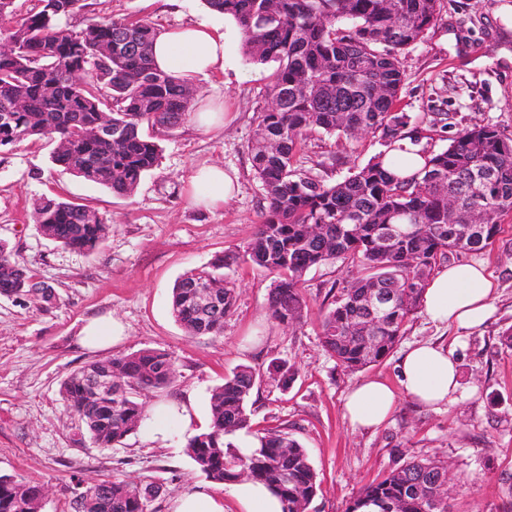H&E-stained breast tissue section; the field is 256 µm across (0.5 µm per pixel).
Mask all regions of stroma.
<instances>
[{
	"instance_id": "obj_1",
	"label": "stroma",
	"mask_w": 512,
	"mask_h": 512,
	"mask_svg": "<svg viewBox=\"0 0 512 512\" xmlns=\"http://www.w3.org/2000/svg\"><path fill=\"white\" fill-rule=\"evenodd\" d=\"M89 2L92 16L131 17L158 28L199 21L220 27L226 20L204 0ZM227 53L231 66L224 75L200 76L193 85L199 98L232 103L237 119L210 132L188 121L154 132L159 164L132 195H115L55 166L52 146L43 140L18 145L0 163V243L55 292L48 305L0 296V476L43 485L42 512H72L74 499L102 480L158 486L153 512H173L175 501L195 489L223 493V485L195 468L186 441L208 427L210 394L226 375L284 361L297 369L290 388L262 383L247 409L253 430L287 431L307 450L318 476L307 512H344L364 486L403 462L428 457L450 463L453 512H502L512 499V350L499 343L502 330L512 326V214L502 217L492 246L448 257L452 263H485L495 274L498 288L486 327L458 337L418 312L386 358L357 372L345 370L322 347L321 315L366 268L337 259L308 270L302 278L304 318L287 327L269 315L274 275L237 259L267 206L251 147L275 66L247 61L238 38L229 41ZM402 58L396 109L422 129V147L445 148L459 129L474 125L512 138V0H439L427 34ZM385 150L377 132L346 137L318 131L308 134L296 159L311 178L334 185ZM206 165L236 171L233 200L216 208L191 202L189 177ZM57 196L90 204L107 217L110 230L96 250H72L41 233L34 208L40 198ZM221 255L231 259L224 276L236 293L234 311L223 335H188L171 313L173 284ZM100 316L121 322L123 339L105 349L81 347L80 329ZM431 339L455 348L456 401L433 409L404 397L380 429L352 428L343 416L345 392L371 378L399 387L402 347ZM145 348L169 353L178 365L172 387L139 397L145 410L165 412L163 424L148 419L116 447L93 446L65 406L62 382L89 362ZM187 399L192 410L186 421L176 409Z\"/></svg>"
}]
</instances>
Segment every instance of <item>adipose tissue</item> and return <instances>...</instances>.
<instances>
[{"label":"adipose tissue","mask_w":512,"mask_h":512,"mask_svg":"<svg viewBox=\"0 0 512 512\" xmlns=\"http://www.w3.org/2000/svg\"><path fill=\"white\" fill-rule=\"evenodd\" d=\"M237 33L236 23L216 28L206 22L185 24L158 31L153 44L156 66L179 79L224 72L228 58L225 45ZM192 197L209 207L232 199L238 191L235 172L208 166L191 178ZM496 282L480 263H454L439 269L423 293L422 311L436 326L470 332L485 324L491 312ZM401 391L378 380H365L348 390L344 415L359 429L382 426L395 411L400 395H407L427 407L452 402L459 388L458 361L451 349L425 342L408 346L399 361ZM232 498L239 512H282L279 499L258 482L241 481L226 494L195 490L183 494L174 512H224L225 498Z\"/></svg>","instance_id":"obj_1"}]
</instances>
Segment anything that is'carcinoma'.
<instances>
[{"instance_id":"obj_1","label":"carcinoma","mask_w":512,"mask_h":512,"mask_svg":"<svg viewBox=\"0 0 512 512\" xmlns=\"http://www.w3.org/2000/svg\"><path fill=\"white\" fill-rule=\"evenodd\" d=\"M40 7L16 13L15 0H0V39L16 51L0 55V113L14 99L26 108L0 123V154L35 138L66 143L52 162L117 195L134 192L158 165L160 147L143 128L172 131L190 114L191 85L153 67L156 29L142 20L102 17L79 30L62 20L86 10V0H39ZM232 16L243 34L251 62H273L269 98L274 109L257 113L252 166L262 183L268 211L237 259L278 276L269 295L271 318L301 323L306 301L301 277L308 269L349 258L371 270L341 289L321 320V343L349 371H360L388 356L403 327L420 307L437 262L448 255L492 245L501 217L512 212V138L490 125L460 130L440 150L423 149L420 173L400 178L389 168L401 159L380 154L345 181L326 185L307 176L296 153L308 133L354 136L380 132L387 148L395 141L421 139L409 116L394 111L403 82L402 52L424 38L438 0H205ZM112 45L103 62L96 48ZM84 73L78 85L73 73ZM112 123V138L93 129ZM42 233L61 245L92 252L109 225L95 208L64 199H44L35 208ZM401 228L385 244L382 229ZM224 259L192 269L174 284L171 312L190 336H219L235 307V290L224 281ZM35 282L8 248L0 244V295L18 296ZM211 283L221 294L219 308L203 314L196 286ZM390 295L379 316L369 320V297ZM123 390L95 397L87 377L94 361L62 383L67 408L94 445L112 448L143 420L137 395L173 384V357L142 349L109 359ZM267 378L288 389L297 370L270 364ZM262 375L244 366L224 378L210 396L211 424L187 439L195 468L214 483L248 478L266 484L283 512H306L316 494L317 473L301 444L282 430L257 436L258 447L244 454L233 442L251 431L247 401ZM448 482V462L424 459L390 470L364 487L345 512H448L436 501ZM41 485L0 477V512H29ZM156 494L136 485L105 481L72 503L73 512H148Z\"/></svg>"}]
</instances>
